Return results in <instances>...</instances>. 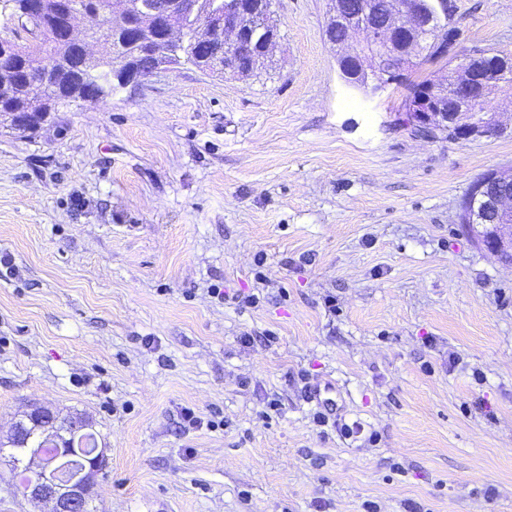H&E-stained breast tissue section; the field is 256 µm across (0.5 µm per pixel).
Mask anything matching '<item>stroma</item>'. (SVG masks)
<instances>
[{"mask_svg":"<svg viewBox=\"0 0 512 512\" xmlns=\"http://www.w3.org/2000/svg\"><path fill=\"white\" fill-rule=\"evenodd\" d=\"M328 10L273 0L250 77L0 124V439L34 402L90 419L96 512H512V267L461 224L512 98L495 136L418 134L406 84L442 63L362 95ZM448 24L512 56V0Z\"/></svg>","mask_w":512,"mask_h":512,"instance_id":"obj_1","label":"stroma"}]
</instances>
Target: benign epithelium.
<instances>
[{
    "label": "benign epithelium",
    "instance_id": "1",
    "mask_svg": "<svg viewBox=\"0 0 512 512\" xmlns=\"http://www.w3.org/2000/svg\"><path fill=\"white\" fill-rule=\"evenodd\" d=\"M119 8L112 27L119 29L134 25L135 16L126 10V0H114ZM143 17L156 18L160 25L144 29L141 48L128 60L114 66L113 76L125 86L152 76L158 69L175 62L174 47L185 45L195 50L191 56L194 65L204 70L233 71L231 63L234 49L246 46L251 39L249 6L244 0H226L213 11L210 27L222 34L221 43L214 36L203 33L205 26L190 32L181 26L182 19L197 14V0H171L165 6L156 2L145 4ZM361 9L359 16L368 17L375 8L373 0H331L329 20L341 22L353 9ZM388 16L380 25L363 23L354 31L355 38L336 43L340 50L337 57L342 79L351 87L368 94L387 84L386 77L400 71V59L411 50L410 36L428 26V17L422 0H389ZM16 18L22 23L33 22L37 7L33 0L15 2ZM84 21V31H77V22ZM95 14L85 11L77 0L68 3L59 25L60 40L71 50L69 74L71 98H84V82L92 74L93 42L87 30L94 26ZM458 71L451 94L453 106L440 111V106L426 96L411 104L413 120L419 124L448 128L454 139L489 137L498 128L495 120L497 109L479 108V104L492 98L498 89L489 85L487 77L472 67L473 53L455 51ZM512 166L491 170L472 186L467 207L461 220L476 241L504 264L512 266ZM103 453L88 458L81 472L73 479L59 483L48 477L30 484L24 496L35 501L48 502L51 512H84L87 499L96 484L94 471L101 465Z\"/></svg>",
    "mask_w": 512,
    "mask_h": 512
}]
</instances>
